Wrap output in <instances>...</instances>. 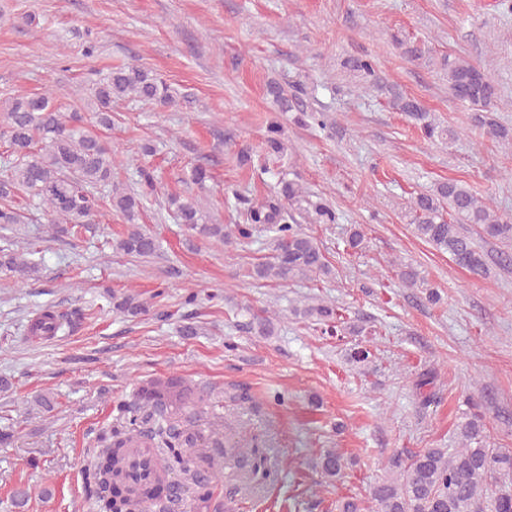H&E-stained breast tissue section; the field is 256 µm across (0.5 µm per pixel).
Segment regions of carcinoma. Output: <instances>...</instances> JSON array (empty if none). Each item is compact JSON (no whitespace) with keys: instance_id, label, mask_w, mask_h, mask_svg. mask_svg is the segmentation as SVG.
Returning <instances> with one entry per match:
<instances>
[{"instance_id":"obj_1","label":"carcinoma","mask_w":512,"mask_h":512,"mask_svg":"<svg viewBox=\"0 0 512 512\" xmlns=\"http://www.w3.org/2000/svg\"><path fill=\"white\" fill-rule=\"evenodd\" d=\"M347 67L364 81V90L392 92L368 59L351 58ZM443 70L452 96L476 112L474 121L492 137L512 141V130L499 124L491 113L498 85L481 67L460 59H444ZM125 98L168 106L174 102L170 85L158 74L137 65L116 67L89 84L88 100L95 123L112 124V102ZM393 105L405 113L428 140L449 143L458 132L431 117L413 98L393 92ZM282 128L267 126L266 146L273 153L284 150ZM0 139L7 156L0 163V224H24L28 217L14 206L21 196L28 206L41 212L51 230L61 224L69 231L91 224L102 202L109 203L125 223L132 226L113 247L131 256L149 257L157 251L156 239L138 227L143 200L159 190L156 170L137 166L139 188L124 189L112 184L115 164L112 146L87 127L83 114L68 113L57 104V94H19L0 103ZM306 204L315 223H336V211L318 199L313 201L292 181L281 183L279 194L251 206L243 222L230 228L214 222L198 195H170L167 207L175 219L199 238L226 245L246 239L261 226L274 233L270 259L257 265L254 276L279 284L296 279L328 275L331 268L314 238L288 212L292 205ZM416 236L436 250L450 255L459 266L475 276L487 273L484 253L476 238L463 225L477 226V235L503 245L497 263L512 265V218L492 210L462 182L450 179L418 193L409 209ZM0 270L24 281L38 273V263L7 248L0 249ZM292 315L325 328L353 333L356 326L341 321L332 304L310 298L291 308ZM86 314L81 309L57 312L44 309L27 327L34 338H50L77 328ZM249 331L259 336L274 335L268 311L250 313ZM435 375H419L415 388L421 403L428 406L437 396L425 392ZM212 392H169V387L141 390L140 400L120 403L116 410L122 422L102 431L98 443L106 464L83 472L87 496L99 512H168V505L182 500L192 490L196 512H210L214 484L215 455L222 448L245 449L251 475H266V448L255 438L224 436V428H203L198 412L214 407ZM455 448H418L396 452L388 460L387 476L370 489L369 512H512V449L496 448L482 414L464 412L456 424ZM322 475L332 480L342 475V455L325 451L319 462Z\"/></svg>"}]
</instances>
